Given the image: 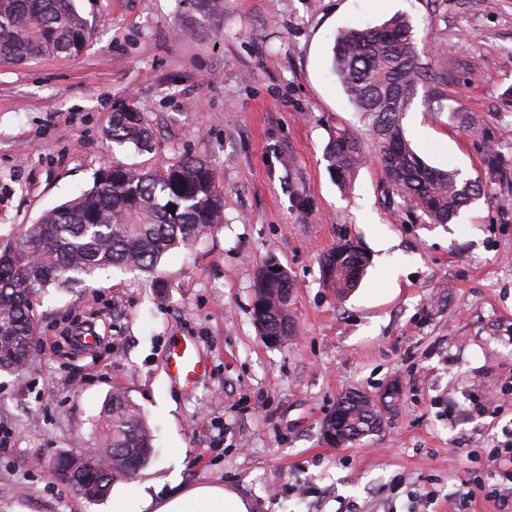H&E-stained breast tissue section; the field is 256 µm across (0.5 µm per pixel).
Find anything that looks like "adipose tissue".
I'll return each instance as SVG.
<instances>
[{
    "mask_svg": "<svg viewBox=\"0 0 512 512\" xmlns=\"http://www.w3.org/2000/svg\"><path fill=\"white\" fill-rule=\"evenodd\" d=\"M143 505H154V512H252L253 503L232 487L217 483L194 485L153 504L149 493L141 495Z\"/></svg>",
    "mask_w": 512,
    "mask_h": 512,
    "instance_id": "obj_1",
    "label": "adipose tissue"
}]
</instances>
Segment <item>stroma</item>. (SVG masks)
<instances>
[{"label":"stroma","instance_id":"obj_1","mask_svg":"<svg viewBox=\"0 0 512 512\" xmlns=\"http://www.w3.org/2000/svg\"><path fill=\"white\" fill-rule=\"evenodd\" d=\"M92 39L76 56L0 62V240L93 187L108 166L207 160L222 224L164 257L157 278L115 268L53 288L34 307L36 351L0 372V512H112L55 473L89 447L113 392L147 415L155 453L139 489L221 483L256 512H496L491 448L512 439V181L450 224L392 193L376 160L341 190L325 158L339 127L363 132L331 75L343 28L410 18L419 46L447 56L441 106L416 96L403 126L430 165L476 178L485 143L450 109L474 113L512 160V0H74ZM143 112L150 150L106 135L114 112ZM400 264L385 271L380 240ZM350 240L372 258L337 299L320 259ZM293 283L294 329L266 344L251 308L268 256ZM92 328L93 344L75 342ZM192 338L206 372L190 388L165 361ZM399 393L377 432L341 447L321 425L345 393Z\"/></svg>","mask_w":512,"mask_h":512}]
</instances>
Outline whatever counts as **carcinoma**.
<instances>
[{
	"instance_id": "carcinoma-1",
	"label": "carcinoma",
	"mask_w": 512,
	"mask_h": 512,
	"mask_svg": "<svg viewBox=\"0 0 512 512\" xmlns=\"http://www.w3.org/2000/svg\"><path fill=\"white\" fill-rule=\"evenodd\" d=\"M91 28L72 0H0V60L27 62L76 55ZM332 73L364 120L367 138L338 127L326 146L328 167L348 187L368 156L383 166L392 193L434 224H449L485 193L482 178L463 179L455 169L425 163L407 139L403 118L413 93L425 88L443 96L448 62L418 49L414 27L398 15L374 27L348 28L335 36ZM108 136L146 150L151 135L141 113H112ZM223 187L202 159L185 157L161 172L108 167L94 186L24 228L16 245L0 244V371H22L34 354L33 298L48 288L82 283L96 271L120 268L149 276L171 251L191 246L222 223ZM369 256L351 241L321 258L325 281L344 298L358 287ZM288 271L270 256L254 281L252 318L259 335L289 336L293 320L286 292ZM348 423L378 429L374 409L360 402L344 407ZM153 453V435L141 411L112 393L96 444L78 458L64 454L55 470L68 484L97 499L118 478L140 470Z\"/></svg>"
}]
</instances>
